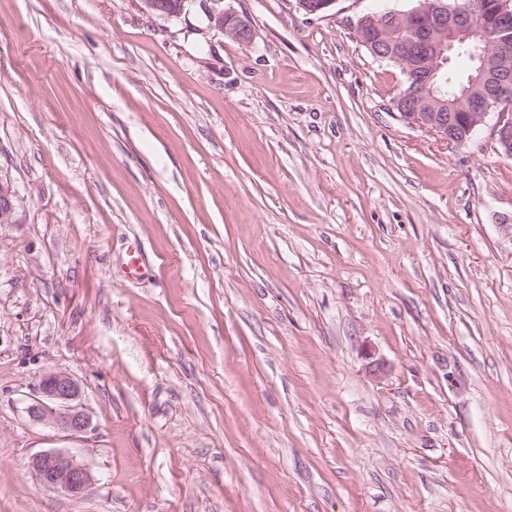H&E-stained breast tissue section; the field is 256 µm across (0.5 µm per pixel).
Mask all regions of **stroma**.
Listing matches in <instances>:
<instances>
[{"label": "stroma", "mask_w": 512, "mask_h": 512, "mask_svg": "<svg viewBox=\"0 0 512 512\" xmlns=\"http://www.w3.org/2000/svg\"><path fill=\"white\" fill-rule=\"evenodd\" d=\"M415 4L0 0V512H512V156L394 108L357 26ZM207 18L212 27L225 35L243 43L251 42L253 32L250 26L233 12L207 11ZM16 197L10 181L0 175V224L14 223ZM81 388L68 374L47 371L41 375L32 403L26 408L33 421L49 424L67 436H80L89 427L80 404ZM29 469L44 487L79 498L91 484L92 475L73 455L50 449L33 456Z\"/></svg>", "instance_id": "35a3bbf8"}]
</instances>
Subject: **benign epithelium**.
<instances>
[{"instance_id":"benign-epithelium-1","label":"benign epithelium","mask_w":512,"mask_h":512,"mask_svg":"<svg viewBox=\"0 0 512 512\" xmlns=\"http://www.w3.org/2000/svg\"><path fill=\"white\" fill-rule=\"evenodd\" d=\"M189 0H142L144 9L159 16H178ZM298 8L318 14L335 0H297ZM405 37L399 54L393 57L410 76L412 87L395 100V108L409 123L448 143H461L482 127L491 125L492 135L502 146L512 145V0H471L466 8L446 0H422L407 11L392 10ZM212 27L243 43L251 42L250 26L233 12L207 11ZM372 15L363 16L358 36L366 35L378 50H386L388 41L379 26L367 27ZM480 42L474 56L483 63L482 96L473 104V112L464 121L451 112H439L435 84L448 64V52L455 42L464 43L473 36ZM16 191L0 176V224L14 223ZM81 388L68 374L47 371L41 375L29 417L49 424L69 436L85 433L90 421L80 404ZM29 469L43 486L72 497L83 496L92 475L74 456L50 449L33 456Z\"/></svg>"}]
</instances>
